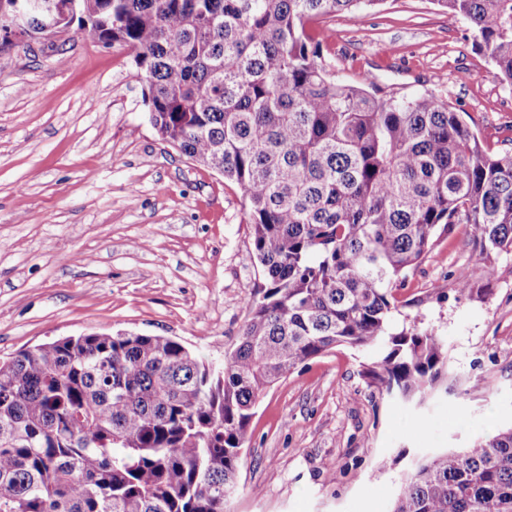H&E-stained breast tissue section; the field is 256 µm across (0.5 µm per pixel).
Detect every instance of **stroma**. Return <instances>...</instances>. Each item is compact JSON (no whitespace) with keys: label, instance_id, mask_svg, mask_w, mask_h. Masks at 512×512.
I'll return each mask as SVG.
<instances>
[{"label":"stroma","instance_id":"obj_1","mask_svg":"<svg viewBox=\"0 0 512 512\" xmlns=\"http://www.w3.org/2000/svg\"><path fill=\"white\" fill-rule=\"evenodd\" d=\"M337 80L372 72L397 100L432 94L491 150L512 139V85L433 0L328 19ZM130 51L72 23L0 38V359L96 331L173 337L222 368L264 284L240 188L164 142ZM473 225L436 236L398 289L396 325L448 342L447 388L413 407L338 347L257 404L230 512H390L417 458L512 427V251ZM469 272L471 286L457 278Z\"/></svg>","mask_w":512,"mask_h":512}]
</instances>
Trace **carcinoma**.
<instances>
[{
  "label": "carcinoma",
  "instance_id": "carcinoma-1",
  "mask_svg": "<svg viewBox=\"0 0 512 512\" xmlns=\"http://www.w3.org/2000/svg\"><path fill=\"white\" fill-rule=\"evenodd\" d=\"M379 2L78 0L89 35L132 52L160 138L240 187L265 284L220 371L126 331L1 361L0 512H228L258 401L336 347L404 402L445 382L447 341L394 328V292L457 224L512 250V147L434 95L329 74L323 22ZM433 2L512 84V0ZM391 512H512V428L423 458Z\"/></svg>",
  "mask_w": 512,
  "mask_h": 512
}]
</instances>
